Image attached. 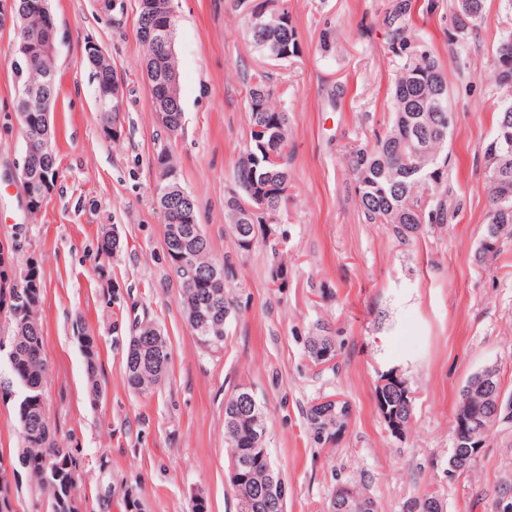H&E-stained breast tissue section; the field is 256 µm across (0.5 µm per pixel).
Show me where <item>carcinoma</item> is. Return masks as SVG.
Here are the masks:
<instances>
[{
  "mask_svg": "<svg viewBox=\"0 0 512 512\" xmlns=\"http://www.w3.org/2000/svg\"><path fill=\"white\" fill-rule=\"evenodd\" d=\"M27 15L20 23L14 42V69L19 87L16 110L24 115L22 127L25 142L37 143L41 112L33 94L50 77H55L51 65L52 54L49 43L55 36V24L48 0H26ZM487 0H462L451 19L452 31L448 40L458 41L478 29L486 14ZM171 0H138L137 35L146 47L145 63L164 74L172 71L171 42L176 26L175 16L170 14ZM435 9L434 0L422 5L419 0H391L380 19L387 37V50L397 63V69L387 97L390 112L388 124L381 131L375 130L371 142L352 148L346 156L347 166L355 181V193L368 224H390L394 234L409 241L421 232L425 224H446L457 217L459 206L452 204L453 190L448 185V146L450 129L443 126L441 116L453 111L448 78L443 64L434 54L431 43L414 33L415 15ZM154 20L165 23L168 31L150 36L146 29ZM245 30L252 47L266 58L286 60L300 52V37L297 26L288 8L277 13H262L253 6L246 14ZM90 75L95 86L99 108L100 125L112 121V115L120 111L112 100L114 70L106 62L86 57ZM491 68L497 86L503 91L496 108L495 129L504 126L512 129V56L505 57L494 52ZM248 107L249 137L240 152L234 168L235 189L225 199L226 223L236 238L241 234L254 239L256 230L264 224H279L287 215L289 195L292 188L288 162L272 166L265 161V151H275L288 157L291 140V121L286 108L281 104L279 83L266 69L252 71L244 78ZM163 96L169 106L172 123L176 130L182 129L183 108L172 83L164 91L155 92ZM413 117L415 128H400L403 113ZM264 128V132L256 128ZM488 210L484 238L495 247L479 249L474 255L475 263L486 265L503 252L512 241V165L498 175H487ZM264 197V208L251 211L254 196ZM215 263L210 243L197 248L192 255L194 271H200ZM181 283L182 303L185 310L204 299L210 291L203 282L188 275V269L172 265ZM22 285L23 302L20 307H30L29 318L12 317L14 335L11 352L15 355L10 365V383L24 389V397L18 404V426L26 427L23 440L28 451L23 455V465L37 485L48 492L50 512H59L58 503L66 492L75 491L71 475L77 472V459L69 448L61 447L53 438L48 417L41 412L39 398L43 397L39 371L44 364L42 355V327L37 308L41 304V291ZM229 316L227 302L214 311L207 325H191L197 339L206 342V348L218 351L224 348V327ZM144 348L159 355L171 354L161 336L144 334L139 328L129 342V349ZM86 360L87 380L93 395H98L97 342L88 334L82 345ZM310 358L317 364L324 362L322 355L335 353L332 337L322 334L313 336L308 342ZM126 381L136 392L146 393L155 389L160 380L149 370H140L126 358ZM491 389L484 388L480 373H475L463 387L453 411V420L466 415V424L459 436L453 438V448L448 456V466L458 476L468 474L481 457L484 443L496 425L487 396L490 390L501 388L498 373L490 379ZM379 414L389 412L396 416L401 429H407L412 418L415 400L406 397L405 391L392 387L375 392ZM253 414L237 401V392H232L224 402V439L231 460L248 464L243 469V480L232 486L234 497L247 496L258 484V472L265 467L253 446V433L257 425L251 420ZM306 421L313 440L325 445L321 438L326 430L336 426V411L330 405H311ZM406 512H444V502L438 490H426L419 499L406 505Z\"/></svg>",
  "mask_w": 512,
  "mask_h": 512,
  "instance_id": "carcinoma-1",
  "label": "carcinoma"
}]
</instances>
